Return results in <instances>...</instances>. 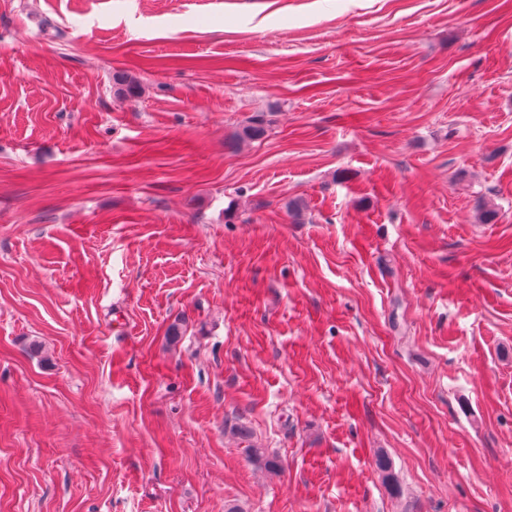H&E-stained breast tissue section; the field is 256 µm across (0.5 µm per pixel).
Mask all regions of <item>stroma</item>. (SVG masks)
I'll return each mask as SVG.
<instances>
[{
	"label": "stroma",
	"mask_w": 512,
	"mask_h": 512,
	"mask_svg": "<svg viewBox=\"0 0 512 512\" xmlns=\"http://www.w3.org/2000/svg\"><path fill=\"white\" fill-rule=\"evenodd\" d=\"M232 502L512 512V0H0V512Z\"/></svg>",
	"instance_id": "obj_1"
}]
</instances>
